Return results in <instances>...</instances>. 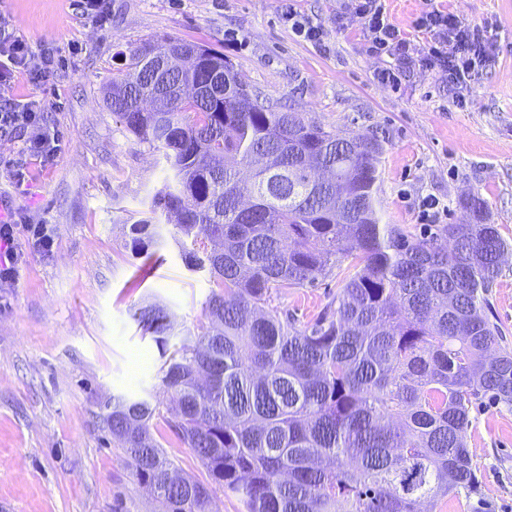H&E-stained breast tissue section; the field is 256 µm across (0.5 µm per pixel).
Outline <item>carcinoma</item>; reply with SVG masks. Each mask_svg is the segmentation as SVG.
<instances>
[{
    "label": "carcinoma",
    "mask_w": 512,
    "mask_h": 512,
    "mask_svg": "<svg viewBox=\"0 0 512 512\" xmlns=\"http://www.w3.org/2000/svg\"><path fill=\"white\" fill-rule=\"evenodd\" d=\"M189 66L157 72L171 55ZM108 108L160 153L132 245L174 226L216 290L203 331L162 367L170 426L210 483L185 476L151 432L156 408L112 397L105 420L166 512H211L209 484L245 512H422L477 488L472 399L512 409V352L486 294L508 244L479 196L467 224L413 235L381 223L386 132L341 136L283 112L203 44L147 40L112 71ZM448 245L442 247L440 240ZM348 262L336 297L299 329L272 295ZM140 322L164 345L160 308Z\"/></svg>",
    "instance_id": "obj_1"
}]
</instances>
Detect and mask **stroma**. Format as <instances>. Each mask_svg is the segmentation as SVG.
Here are the masks:
<instances>
[{
  "instance_id": "1",
  "label": "stroma",
  "mask_w": 512,
  "mask_h": 512,
  "mask_svg": "<svg viewBox=\"0 0 512 512\" xmlns=\"http://www.w3.org/2000/svg\"><path fill=\"white\" fill-rule=\"evenodd\" d=\"M446 6L466 25L490 27L491 60L461 86L418 65L393 88L375 78L389 58L373 55L357 27L337 28L338 0L296 4L324 23L320 45L284 23L280 0H112L103 31L77 18L69 0H0L31 45H82L59 79L39 90L54 104L48 119L62 139L54 165L31 160L20 135H0V197L55 232L52 254L29 256L15 286L0 288V512H161L103 419L116 395L154 405L152 432L168 458L187 476L209 480L168 424L164 358L138 315L149 304L164 307L173 322L169 343L180 344L205 325L212 280L188 270L173 226L148 250H133L129 213L160 183V156L138 143L102 96L113 68L148 39L207 45L263 98L334 133L386 131L384 223L412 233L462 224L469 213L461 199L486 200L509 243L488 302L512 348V0ZM19 165L29 174L21 190L11 179ZM431 199L438 208H427ZM339 280L329 273L314 287L275 295L273 304L306 327ZM470 418L478 491L431 503L430 512H512V410L480 398Z\"/></svg>"
}]
</instances>
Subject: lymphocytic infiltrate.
<instances>
[{
  "instance_id": "f902f5d3",
  "label": "lymphocytic infiltrate",
  "mask_w": 512,
  "mask_h": 512,
  "mask_svg": "<svg viewBox=\"0 0 512 512\" xmlns=\"http://www.w3.org/2000/svg\"><path fill=\"white\" fill-rule=\"evenodd\" d=\"M336 22L341 28L358 26L372 53L393 58L392 66L379 69L378 82L393 85L417 63L428 70L447 73L452 85L465 83L472 73L489 59L494 45L487 30L469 27L453 13L426 6L413 20L414 29L430 36L427 45L413 43L391 20L384 0H340ZM79 43L60 47L43 43L39 49L19 35L9 15L0 11V133L21 134L27 153L46 167L52 165L61 150V140L46 117L52 107L49 100L30 96L17 99L13 91L19 82L30 87L46 85L56 78L64 54H78ZM54 237L44 224L27 223L17 209H10L0 221V288L13 287L29 255L51 254Z\"/></svg>"
}]
</instances>
